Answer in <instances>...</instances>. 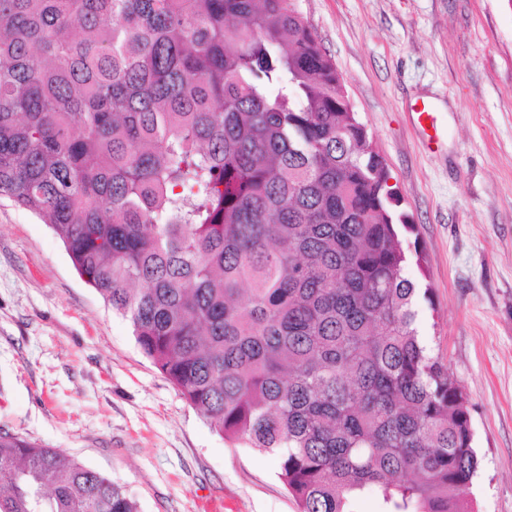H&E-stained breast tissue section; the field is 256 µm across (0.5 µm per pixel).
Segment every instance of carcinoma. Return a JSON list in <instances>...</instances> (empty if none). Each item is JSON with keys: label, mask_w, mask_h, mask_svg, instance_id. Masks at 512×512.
Listing matches in <instances>:
<instances>
[{"label": "carcinoma", "mask_w": 512, "mask_h": 512, "mask_svg": "<svg viewBox=\"0 0 512 512\" xmlns=\"http://www.w3.org/2000/svg\"><path fill=\"white\" fill-rule=\"evenodd\" d=\"M389 175L295 0H0V197L298 512H474ZM0 512H138L0 433Z\"/></svg>", "instance_id": "cac0c4a2"}]
</instances>
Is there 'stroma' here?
I'll list each match as a JSON object with an SVG mask.
<instances>
[{"instance_id": "1", "label": "stroma", "mask_w": 512, "mask_h": 512, "mask_svg": "<svg viewBox=\"0 0 512 512\" xmlns=\"http://www.w3.org/2000/svg\"><path fill=\"white\" fill-rule=\"evenodd\" d=\"M384 159L428 286L422 333L468 396L475 512H512V0H296ZM445 116L430 152L418 101ZM0 432L118 482L138 512H297L145 357L40 217L0 198Z\"/></svg>"}]
</instances>
